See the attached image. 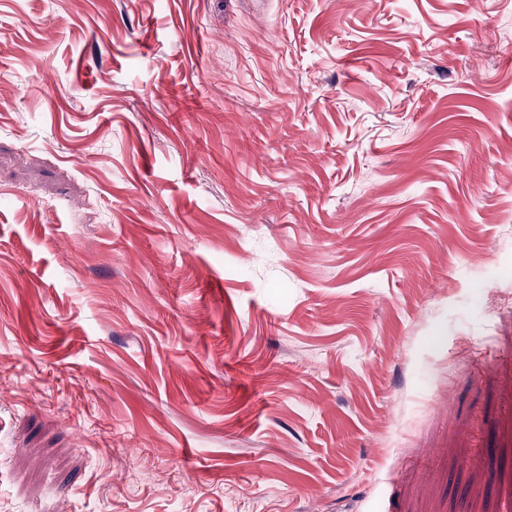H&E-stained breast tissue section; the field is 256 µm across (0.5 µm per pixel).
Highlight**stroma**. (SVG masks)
<instances>
[{"label":"stroma","instance_id":"obj_1","mask_svg":"<svg viewBox=\"0 0 512 512\" xmlns=\"http://www.w3.org/2000/svg\"><path fill=\"white\" fill-rule=\"evenodd\" d=\"M512 0H0V512H512Z\"/></svg>","mask_w":512,"mask_h":512}]
</instances>
